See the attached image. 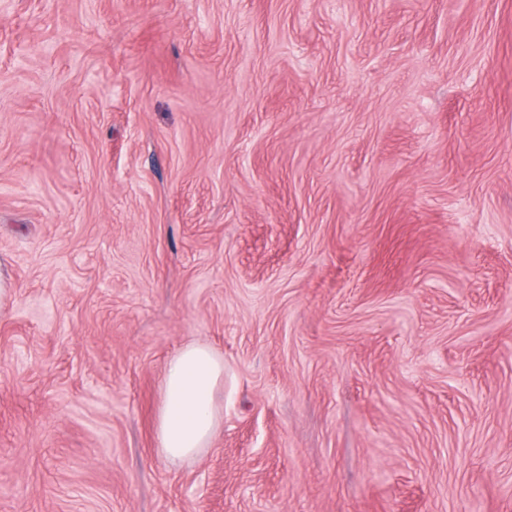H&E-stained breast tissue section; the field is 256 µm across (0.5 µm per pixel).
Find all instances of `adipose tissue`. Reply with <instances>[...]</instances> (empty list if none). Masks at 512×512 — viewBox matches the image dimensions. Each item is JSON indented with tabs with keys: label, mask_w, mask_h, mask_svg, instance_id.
I'll list each match as a JSON object with an SVG mask.
<instances>
[{
	"label": "adipose tissue",
	"mask_w": 512,
	"mask_h": 512,
	"mask_svg": "<svg viewBox=\"0 0 512 512\" xmlns=\"http://www.w3.org/2000/svg\"><path fill=\"white\" fill-rule=\"evenodd\" d=\"M224 389V359L209 345L189 342L169 360L159 384L155 437L172 460H191L208 448L224 419L217 395Z\"/></svg>",
	"instance_id": "1"
}]
</instances>
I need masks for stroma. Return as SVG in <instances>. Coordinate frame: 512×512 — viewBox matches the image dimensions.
Returning a JSON list of instances; mask_svg holds the SVG:
<instances>
[{
    "instance_id": "35a3bbf8",
    "label": "stroma",
    "mask_w": 512,
    "mask_h": 512,
    "mask_svg": "<svg viewBox=\"0 0 512 512\" xmlns=\"http://www.w3.org/2000/svg\"><path fill=\"white\" fill-rule=\"evenodd\" d=\"M0 268V512H512V0H0ZM155 437L172 460H191L208 448L224 420V357L209 345L189 342L169 360L159 384Z\"/></svg>"
}]
</instances>
